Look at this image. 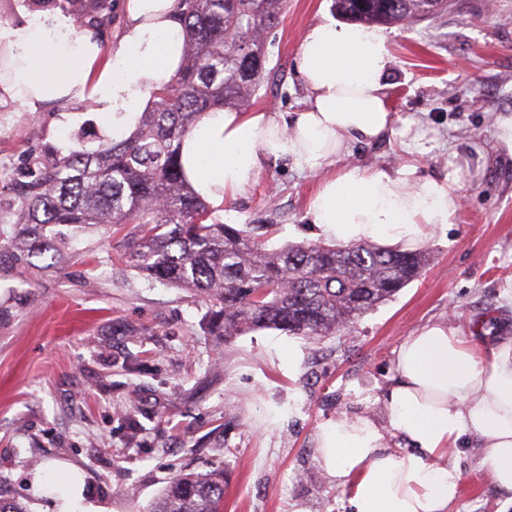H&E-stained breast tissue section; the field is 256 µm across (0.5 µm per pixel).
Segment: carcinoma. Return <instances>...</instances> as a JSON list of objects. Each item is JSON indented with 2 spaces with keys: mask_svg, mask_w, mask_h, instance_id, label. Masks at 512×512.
I'll use <instances>...</instances> for the list:
<instances>
[{
  "mask_svg": "<svg viewBox=\"0 0 512 512\" xmlns=\"http://www.w3.org/2000/svg\"><path fill=\"white\" fill-rule=\"evenodd\" d=\"M31 11L59 7L78 29L112 26L113 0H26ZM186 29L180 68L154 92L125 141H77L64 154L47 149L26 180L0 163L12 194L0 198V274L32 265L47 252L60 259L65 234L97 224H135L126 258L153 282L187 288L208 308V330L224 343L274 329L308 340L335 335L389 300L423 272L420 251L370 242L287 244L270 250L248 227L222 221L196 195L181 162L184 139L218 107L244 110L264 79L267 37L286 0H176ZM355 22L391 24L436 17L448 0H334ZM224 468L204 465L173 476L150 512H224Z\"/></svg>",
  "mask_w": 512,
  "mask_h": 512,
  "instance_id": "carcinoma-1",
  "label": "carcinoma"
}]
</instances>
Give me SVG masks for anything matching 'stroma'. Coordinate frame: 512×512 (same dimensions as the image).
I'll return each mask as SVG.
<instances>
[{
  "instance_id": "35a3bbf8",
  "label": "stroma",
  "mask_w": 512,
  "mask_h": 512,
  "mask_svg": "<svg viewBox=\"0 0 512 512\" xmlns=\"http://www.w3.org/2000/svg\"><path fill=\"white\" fill-rule=\"evenodd\" d=\"M333 0H288L269 38L275 77L254 108L284 115L306 98L304 31ZM391 104L431 139L426 170L468 161L456 223L431 228L423 275L337 336L261 330L218 346L208 310L183 288L148 282L124 258L136 227L72 236L65 264L0 276V494L28 512H148L169 478L206 462L227 474L224 512H348L316 454L322 424L363 413L386 423L400 344L454 320L480 344L512 336V153L493 112L512 113V0H448L436 20L391 24ZM0 98V161L28 166L44 146H96L106 123H61ZM313 176L265 168L226 206L227 223L265 224L268 247L315 241L304 220ZM452 459L462 494L449 512H512L478 437Z\"/></svg>"
}]
</instances>
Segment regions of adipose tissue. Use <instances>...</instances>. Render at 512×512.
I'll use <instances>...</instances> for the list:
<instances>
[{
    "label": "adipose tissue",
    "mask_w": 512,
    "mask_h": 512,
    "mask_svg": "<svg viewBox=\"0 0 512 512\" xmlns=\"http://www.w3.org/2000/svg\"><path fill=\"white\" fill-rule=\"evenodd\" d=\"M120 48L103 58L92 31L69 16L28 12L0 21V92L24 111L46 102L88 105L107 116L113 141L128 139L153 93L178 70L185 30L174 0H126ZM307 96L291 119L260 109L210 112L186 137L182 163L195 192L214 206L232 200L262 170L282 160L318 176L305 218L336 243L424 245L430 227L455 221L458 171L426 173L417 159L394 166L343 163L351 146L395 141L411 121L393 112L387 90L393 58L382 28L324 17L302 36L297 54ZM388 424L347 417L323 424L317 453L349 493L351 512H448L461 473L448 456L465 434L480 438L499 491L512 494V342L483 351L453 323L418 329L400 345ZM409 445L391 448L387 432Z\"/></svg>",
    "instance_id": "adipose-tissue-1"
}]
</instances>
